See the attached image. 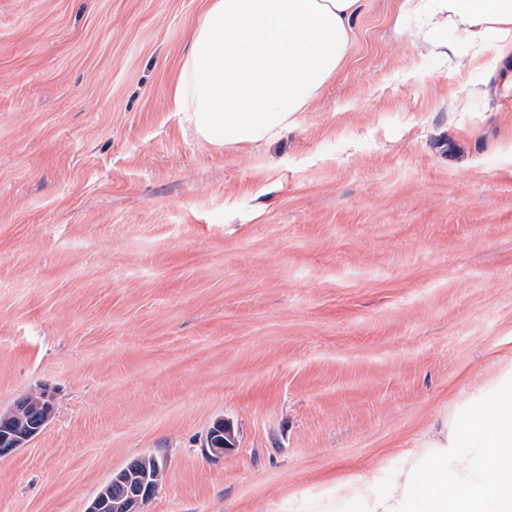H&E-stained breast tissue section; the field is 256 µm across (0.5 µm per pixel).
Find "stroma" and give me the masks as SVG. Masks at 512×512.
Masks as SVG:
<instances>
[{"label": "stroma", "mask_w": 512, "mask_h": 512, "mask_svg": "<svg viewBox=\"0 0 512 512\" xmlns=\"http://www.w3.org/2000/svg\"><path fill=\"white\" fill-rule=\"evenodd\" d=\"M208 2L0 0V415L54 405L0 512H85L138 456L144 512H298L512 393V57L363 0L283 138L219 147L171 109Z\"/></svg>", "instance_id": "35a3bbf8"}]
</instances>
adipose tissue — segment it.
<instances>
[{"instance_id":"adipose-tissue-1","label":"adipose tissue","mask_w":512,"mask_h":512,"mask_svg":"<svg viewBox=\"0 0 512 512\" xmlns=\"http://www.w3.org/2000/svg\"><path fill=\"white\" fill-rule=\"evenodd\" d=\"M362 0H210L175 81L171 107L218 146L271 142L294 123L351 52ZM432 34L481 54L494 39L512 56V0H402ZM468 414L438 417L408 449L389 484L363 469L343 484L359 512H512V410L486 387L461 391Z\"/></svg>"}]
</instances>
